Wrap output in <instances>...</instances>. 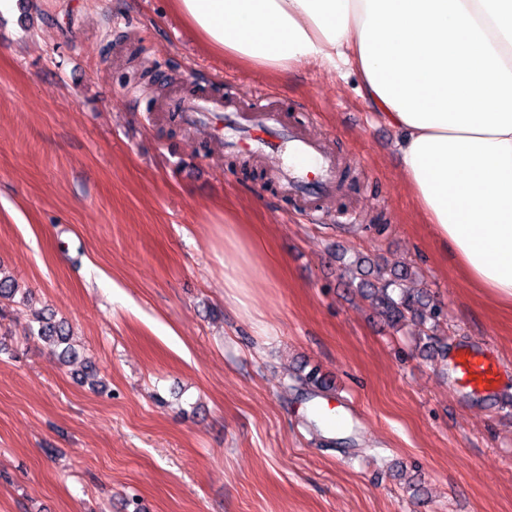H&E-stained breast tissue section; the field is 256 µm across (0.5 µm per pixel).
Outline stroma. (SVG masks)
I'll return each instance as SVG.
<instances>
[{
  "mask_svg": "<svg viewBox=\"0 0 512 512\" xmlns=\"http://www.w3.org/2000/svg\"><path fill=\"white\" fill-rule=\"evenodd\" d=\"M355 77L304 64L271 77L210 54L169 0H14L0 11V512H512V310L455 269L406 190L399 137ZM340 162L338 208L307 223L171 103L257 91ZM265 249L242 302L224 286V213ZM407 263L440 302L448 357L385 326L344 284L335 247ZM286 266L269 270L271 258ZM66 320L75 382L28 334ZM498 368L456 385L453 354ZM317 372L316 397L296 374ZM340 403L341 426L313 429Z\"/></svg>",
  "mask_w": 512,
  "mask_h": 512,
  "instance_id": "1",
  "label": "stroma"
}]
</instances>
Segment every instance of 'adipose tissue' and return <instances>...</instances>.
Masks as SVG:
<instances>
[{
  "label": "adipose tissue",
  "mask_w": 512,
  "mask_h": 512,
  "mask_svg": "<svg viewBox=\"0 0 512 512\" xmlns=\"http://www.w3.org/2000/svg\"><path fill=\"white\" fill-rule=\"evenodd\" d=\"M212 53L281 75L302 64L356 76L399 130L406 185L441 250L512 306V0H171ZM224 285L259 241L224 221Z\"/></svg>",
  "instance_id": "ef3b65f1"
}]
</instances>
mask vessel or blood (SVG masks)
Returning <instances> with one entry per match:
<instances>
[{
	"label": "vessel or blood",
	"mask_w": 512,
	"mask_h": 512,
	"mask_svg": "<svg viewBox=\"0 0 512 512\" xmlns=\"http://www.w3.org/2000/svg\"><path fill=\"white\" fill-rule=\"evenodd\" d=\"M177 108L189 121L202 122L211 138L223 141L231 151L273 156L290 153L291 165L278 168L271 178L289 195L309 204L312 222L322 220L325 212L318 209L317 203L335 197L338 161L320 140L286 125L274 108L241 112L227 99L208 96L180 99ZM454 370L458 385L473 391L490 387L495 379L492 362L473 351L460 352Z\"/></svg>",
	"instance_id": "vessel-or-blood-1"
}]
</instances>
